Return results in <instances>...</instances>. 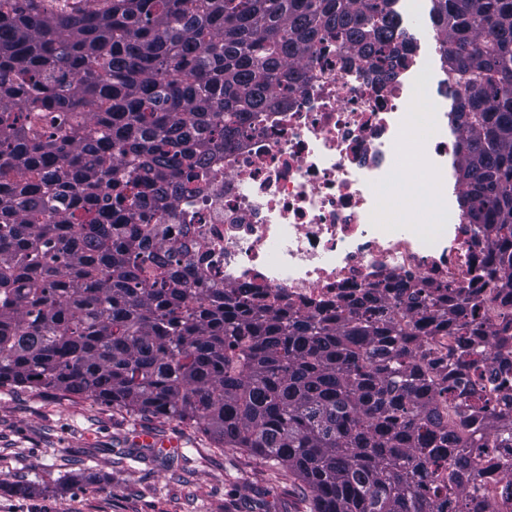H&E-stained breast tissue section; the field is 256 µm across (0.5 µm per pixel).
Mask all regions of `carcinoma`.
Returning a JSON list of instances; mask_svg holds the SVG:
<instances>
[{"instance_id": "carcinoma-1", "label": "carcinoma", "mask_w": 512, "mask_h": 512, "mask_svg": "<svg viewBox=\"0 0 512 512\" xmlns=\"http://www.w3.org/2000/svg\"><path fill=\"white\" fill-rule=\"evenodd\" d=\"M0 0V387L86 395L196 426L281 466L310 512H485L477 461L505 447L472 395L495 372L443 371L437 337L482 343L465 286L374 289L335 313L187 284L159 227L334 43L397 78L412 52L394 0ZM461 217L512 289V0H432Z\"/></svg>"}]
</instances>
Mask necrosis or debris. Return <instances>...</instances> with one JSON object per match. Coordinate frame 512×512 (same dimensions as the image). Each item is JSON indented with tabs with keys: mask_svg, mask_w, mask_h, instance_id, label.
Masks as SVG:
<instances>
[{
	"mask_svg": "<svg viewBox=\"0 0 512 512\" xmlns=\"http://www.w3.org/2000/svg\"><path fill=\"white\" fill-rule=\"evenodd\" d=\"M306 63L309 80L262 113L237 147L216 149L200 192L173 207L166 239L184 251L185 280L196 284L204 273L227 289H254L258 301L282 299L308 312L335 308L374 285L472 283L479 318L495 335L450 364H493L490 406L512 416V343L497 335L503 313L512 314V293L480 279L491 265L488 246L475 245L471 224L425 232L393 217L408 158L424 174V191L444 199L448 167L466 154L463 136L448 126L447 80L412 61L395 81L379 84L344 66L332 45L317 46ZM422 94L430 124L418 137L414 108ZM510 469L512 448L497 449L470 496L489 512H512Z\"/></svg>",
	"mask_w": 512,
	"mask_h": 512,
	"instance_id": "4bbe7bcc",
	"label": "necrosis or debris"
}]
</instances>
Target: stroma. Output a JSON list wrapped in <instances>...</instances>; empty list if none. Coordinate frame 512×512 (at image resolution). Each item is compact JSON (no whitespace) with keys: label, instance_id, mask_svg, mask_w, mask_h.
I'll return each mask as SVG.
<instances>
[{"label":"stroma","instance_id":"35a3bbf8","mask_svg":"<svg viewBox=\"0 0 512 512\" xmlns=\"http://www.w3.org/2000/svg\"><path fill=\"white\" fill-rule=\"evenodd\" d=\"M152 432L157 447L141 445ZM176 439L178 451L160 449ZM280 467L88 396L0 388V512H303Z\"/></svg>","mask_w":512,"mask_h":512}]
</instances>
